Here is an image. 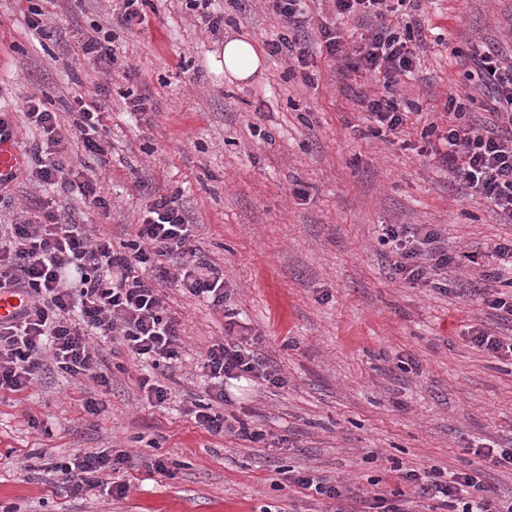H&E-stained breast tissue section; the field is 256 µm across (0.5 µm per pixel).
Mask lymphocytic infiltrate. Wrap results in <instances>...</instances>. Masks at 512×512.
Here are the masks:
<instances>
[{"instance_id": "lymphocytic-infiltrate-1", "label": "lymphocytic infiltrate", "mask_w": 512, "mask_h": 512, "mask_svg": "<svg viewBox=\"0 0 512 512\" xmlns=\"http://www.w3.org/2000/svg\"><path fill=\"white\" fill-rule=\"evenodd\" d=\"M284 21L286 30L265 44L268 55L305 65L309 19L301 0H266ZM415 0H334L339 15L367 24L360 44L353 45L329 28H321V41L329 56L340 59L352 73L376 77L380 92L360 104L371 129L391 135L401 133L407 115L397 98L401 76L412 73L419 46L410 44L384 18L394 6ZM484 86L494 105L497 122L484 128L463 119L465 106L449 96L444 104L445 126L429 122L421 154L446 171L456 188L487 199L505 223H512V63H503L495 48L476 50ZM103 106L78 94L73 98L74 125L80 133L83 155L98 158L106 153L100 130ZM25 119L40 131L43 142L28 170L31 182L41 187H77L84 203L109 212L111 203L96 180L72 182L66 158L71 145L56 113L41 102L27 104ZM42 220L17 218L0 224V290L20 297L22 303L9 319L0 321V391L19 393L36 384L44 373L57 369L72 377L92 379L97 396L83 407L101 414V395L112 387V377L101 351L90 343L97 336L129 348L154 367L174 369L181 358V323L167 316L158 286L171 281L188 293L223 307L228 297L223 272L198 256L191 247V229L174 198H155L135 229V238L122 248L112 239L92 234L85 225L62 219L52 201L40 203ZM383 239L394 260L391 268L399 279L415 285L429 284L447 274L449 266L467 262L485 285L457 288L459 296L505 313L512 319V242L490 246L485 255H450L433 228L389 224ZM504 289H497V282ZM200 369L207 380L208 402L194 403L186 413L211 435L224 431L219 408L227 402L224 386L230 380L267 382L285 387L287 381L270 369L259 353L233 341L211 345L201 357ZM130 461L126 453L111 449L86 452L73 459L52 463L60 486L72 496H89L105 473H117ZM403 481L420 496L438 499L442 512H490L483 496L479 469L443 475L438 468L406 469Z\"/></svg>"}]
</instances>
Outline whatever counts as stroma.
I'll list each match as a JSON object with an SVG mask.
<instances>
[{
	"label": "stroma",
	"instance_id": "1",
	"mask_svg": "<svg viewBox=\"0 0 512 512\" xmlns=\"http://www.w3.org/2000/svg\"><path fill=\"white\" fill-rule=\"evenodd\" d=\"M117 6L43 0L52 31L45 38L28 24V0H0V113L15 123L16 146L29 160L42 141L25 120L31 97L76 140L74 93L106 86L108 151L99 161L74 154L69 162L84 166L112 202L104 216L75 191L21 176L0 222L48 197L61 214L108 231L118 247L133 240L147 205L170 195L191 225L192 247L223 271L229 297L219 309L161 284L184 342L164 407L151 406L137 386L151 363L109 344L112 389L100 415L83 408L90 380L56 372L24 392L0 393V512H363L376 489L412 498L413 512H432L435 500L414 497L398 467L455 472L474 464L487 498L512 504V464L474 454L512 448V360L467 339L472 326L510 337L512 321L454 295L456 284L484 285L468 266L449 269L446 292L410 285L393 275L381 241L387 224L432 225L453 255L512 240V224L489 201L452 188L417 152L429 113L442 111L448 94L466 98V121L494 123L470 55L488 44L512 60V0H419L423 49L398 87L412 112L392 140L365 131L353 98L376 92L373 76H342L316 33L305 69L270 57L252 82L225 80L226 39L262 44L283 32L265 0H210L204 12L185 0H147L143 23L131 30L120 26ZM303 6L315 30L359 39L357 21L337 15L333 0ZM210 15L223 17L219 31H210ZM95 24L113 35L109 72L82 54V36ZM139 95L149 112L130 110L129 97ZM229 338L287 380L283 388H227L225 417L262 431L260 441L211 435L184 413L208 398L201 352ZM102 448L130 456L119 473L125 498L54 490L46 463ZM157 457L170 474L148 469ZM292 469L346 493L332 500L298 488L287 480Z\"/></svg>",
	"mask_w": 512,
	"mask_h": 512
}]
</instances>
